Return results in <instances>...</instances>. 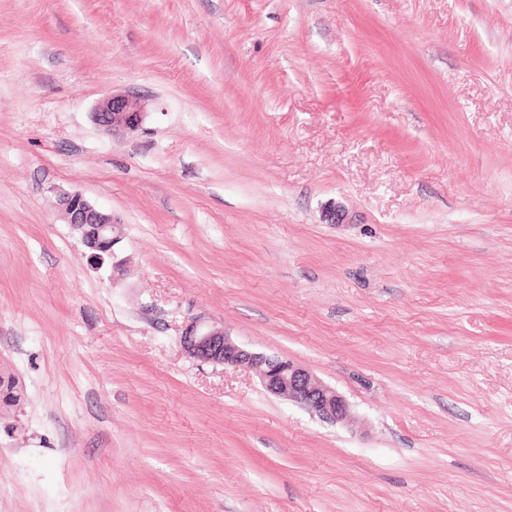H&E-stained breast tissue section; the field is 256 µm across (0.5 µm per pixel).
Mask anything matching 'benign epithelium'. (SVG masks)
<instances>
[{
    "label": "benign epithelium",
    "mask_w": 512,
    "mask_h": 512,
    "mask_svg": "<svg viewBox=\"0 0 512 512\" xmlns=\"http://www.w3.org/2000/svg\"><path fill=\"white\" fill-rule=\"evenodd\" d=\"M147 115L145 100L123 93L104 98L92 112L94 123L105 134L135 131ZM59 209L66 223L80 233L90 250V263L100 268L109 262L112 273H121L122 264L114 260V247L120 237L112 215L95 208L79 193L60 196ZM180 344L183 352L195 361L254 371L268 393L294 402L323 419L343 423L350 416L349 401L335 388L289 360L240 346L222 327L195 320L184 329Z\"/></svg>",
    "instance_id": "1"
}]
</instances>
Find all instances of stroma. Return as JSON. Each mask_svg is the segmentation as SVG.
I'll list each match as a JSON object with an SVG mask.
<instances>
[{"label": "stroma", "mask_w": 512, "mask_h": 512, "mask_svg": "<svg viewBox=\"0 0 512 512\" xmlns=\"http://www.w3.org/2000/svg\"><path fill=\"white\" fill-rule=\"evenodd\" d=\"M1 372L0 512H512V0H0ZM148 113L145 100L129 94L114 93L98 104L92 112V118L103 133L113 134L116 131L139 129ZM58 201L66 224L80 233L84 245L91 251L90 263L100 268L109 262L113 275L120 274L122 264L114 262V247L120 237L116 234L117 225L112 215L95 208L79 193L64 194ZM180 344L195 361L254 371L268 393L294 402L322 419L343 423L350 416L349 401L335 388L289 360L240 346L225 334L223 327L192 321L184 329Z\"/></svg>", "instance_id": "stroma-1"}]
</instances>
